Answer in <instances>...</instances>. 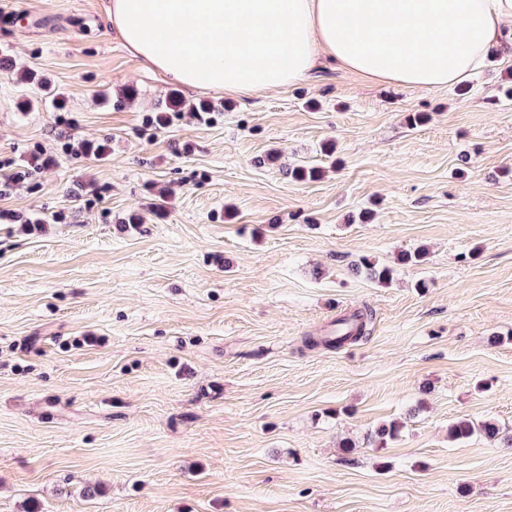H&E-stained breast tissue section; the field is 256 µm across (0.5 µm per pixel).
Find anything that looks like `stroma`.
Listing matches in <instances>:
<instances>
[{
    "mask_svg": "<svg viewBox=\"0 0 512 512\" xmlns=\"http://www.w3.org/2000/svg\"><path fill=\"white\" fill-rule=\"evenodd\" d=\"M107 2L0 0V512H512V448L448 438L512 434V64L231 97L147 70ZM371 314L358 311L334 321V329L329 336H307L304 344L307 348L325 346L340 348L348 342H357L370 334ZM475 434H480L490 441H503L512 447V436L505 437L498 423L488 419L474 422L469 419H460L451 423L448 427V437L452 441L469 439Z\"/></svg>",
    "mask_w": 512,
    "mask_h": 512,
    "instance_id": "obj_1",
    "label": "stroma"
}]
</instances>
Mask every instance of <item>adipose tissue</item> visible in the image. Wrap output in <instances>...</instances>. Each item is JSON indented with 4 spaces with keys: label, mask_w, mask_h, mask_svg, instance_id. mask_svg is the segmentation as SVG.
I'll list each match as a JSON object with an SVG mask.
<instances>
[{
    "label": "adipose tissue",
    "mask_w": 512,
    "mask_h": 512,
    "mask_svg": "<svg viewBox=\"0 0 512 512\" xmlns=\"http://www.w3.org/2000/svg\"><path fill=\"white\" fill-rule=\"evenodd\" d=\"M126 49L195 90L260 97L323 61L438 90L512 63V0H110Z\"/></svg>",
    "instance_id": "adipose-tissue-1"
}]
</instances>
